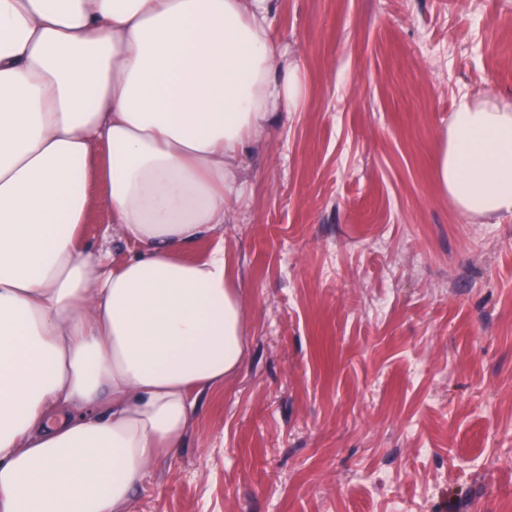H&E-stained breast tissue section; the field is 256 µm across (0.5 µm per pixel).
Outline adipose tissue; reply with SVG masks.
I'll list each match as a JSON object with an SVG mask.
<instances>
[{
    "mask_svg": "<svg viewBox=\"0 0 512 512\" xmlns=\"http://www.w3.org/2000/svg\"><path fill=\"white\" fill-rule=\"evenodd\" d=\"M275 0H0V512H127L244 360L217 234L307 82ZM435 177L512 213V98L462 96ZM131 246L87 249L92 188Z\"/></svg>",
    "mask_w": 512,
    "mask_h": 512,
    "instance_id": "ef3b65f1",
    "label": "adipose tissue"
}]
</instances>
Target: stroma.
<instances>
[{"instance_id":"obj_1","label":"stroma","mask_w":512,"mask_h":512,"mask_svg":"<svg viewBox=\"0 0 512 512\" xmlns=\"http://www.w3.org/2000/svg\"><path fill=\"white\" fill-rule=\"evenodd\" d=\"M302 111L223 244L245 358L128 512H512V214L434 176L466 94L512 98V0H278Z\"/></svg>"}]
</instances>
